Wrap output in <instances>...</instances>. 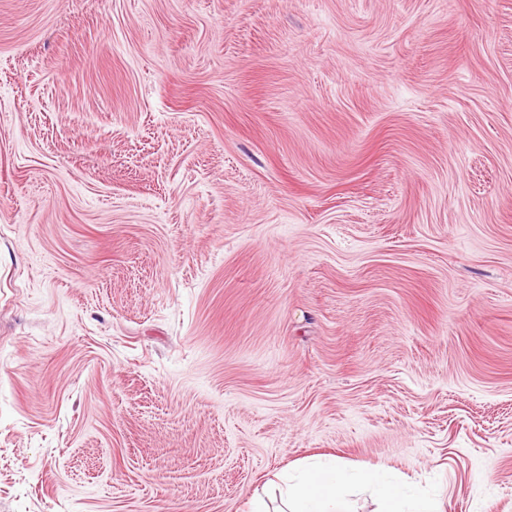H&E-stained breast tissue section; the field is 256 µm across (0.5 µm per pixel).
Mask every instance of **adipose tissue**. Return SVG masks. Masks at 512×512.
<instances>
[{
  "mask_svg": "<svg viewBox=\"0 0 512 512\" xmlns=\"http://www.w3.org/2000/svg\"><path fill=\"white\" fill-rule=\"evenodd\" d=\"M357 485L372 489L378 512H436L432 502L408 496L383 469L367 466L352 471L334 461L303 463L284 474L283 512H353L348 491Z\"/></svg>",
  "mask_w": 512,
  "mask_h": 512,
  "instance_id": "ef3b65f1",
  "label": "adipose tissue"
}]
</instances>
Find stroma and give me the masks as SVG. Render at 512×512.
<instances>
[{
	"label": "stroma",
	"instance_id": "stroma-1",
	"mask_svg": "<svg viewBox=\"0 0 512 512\" xmlns=\"http://www.w3.org/2000/svg\"><path fill=\"white\" fill-rule=\"evenodd\" d=\"M329 456L512 512V0H0V512Z\"/></svg>",
	"mask_w": 512,
	"mask_h": 512
}]
</instances>
